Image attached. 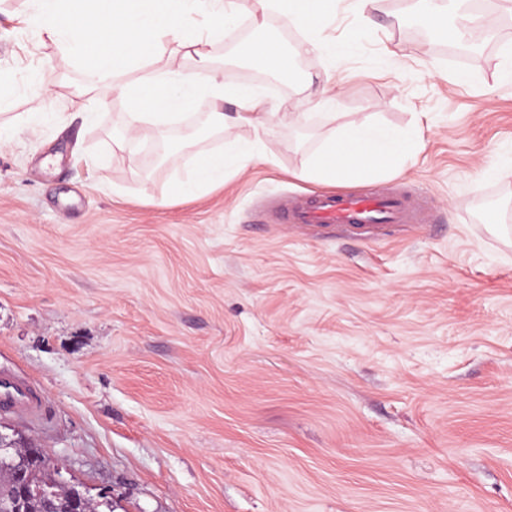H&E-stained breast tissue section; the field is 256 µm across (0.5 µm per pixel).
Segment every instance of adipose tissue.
Instances as JSON below:
<instances>
[{
    "label": "adipose tissue",
    "mask_w": 512,
    "mask_h": 512,
    "mask_svg": "<svg viewBox=\"0 0 512 512\" xmlns=\"http://www.w3.org/2000/svg\"><path fill=\"white\" fill-rule=\"evenodd\" d=\"M95 16V23L75 27L68 21L72 3ZM249 11L263 15L275 10L295 27L303 30L301 52L336 57L344 47L321 36L333 11L335 0H249ZM42 41L55 44L78 58H86L91 46L99 51L92 58L91 72L102 80V87H90L94 105L85 113L86 121H96L98 108L109 106L113 98L127 101L128 110L112 125L113 143L122 145L129 139L144 136L158 138L183 122L201 91L220 100H232L233 112H209L203 124L207 130L224 133L241 124L259 129L283 122L301 124L302 112H279L259 90L224 86V73L212 67L208 47L224 36L242 7L240 0H35ZM202 11L209 18L206 33L185 30L183 19ZM175 44L185 56L194 60L192 68H169L138 81L125 82V75L136 66L142 50ZM320 103L327 108V120L336 118V97L322 94ZM418 134L398 132L377 125H335L320 147L308 159L299 177L310 182H327L342 177H361L395 168L416 149ZM254 145L239 143L229 153H207L195 163L191 172L178 179V196L192 197L223 184L230 167L243 168L255 158Z\"/></svg>",
    "instance_id": "obj_1"
}]
</instances>
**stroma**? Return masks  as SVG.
<instances>
[{
  "instance_id": "35a3bbf8",
  "label": "stroma",
  "mask_w": 512,
  "mask_h": 512,
  "mask_svg": "<svg viewBox=\"0 0 512 512\" xmlns=\"http://www.w3.org/2000/svg\"><path fill=\"white\" fill-rule=\"evenodd\" d=\"M460 52L383 0L362 26L338 0L326 33L342 59L268 72L280 112L306 122L211 134L195 153L262 138L273 160L194 197L152 145H112L114 99L95 123L76 96L88 68L43 42L32 0H0V374L41 408L0 411V434L42 449L114 512H512V7ZM303 42L281 15L241 12L209 51L226 83L247 68L241 33ZM52 95L26 89L32 73ZM338 91L337 123L418 129L396 172L345 190L411 186L424 224L366 243L334 225L285 224L281 204L329 125L298 80Z\"/></svg>"
}]
</instances>
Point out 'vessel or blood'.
Returning <instances> with one entry per match:
<instances>
[{"instance_id":"b4317fda","label":"vessel or blood","mask_w":512,"mask_h":512,"mask_svg":"<svg viewBox=\"0 0 512 512\" xmlns=\"http://www.w3.org/2000/svg\"><path fill=\"white\" fill-rule=\"evenodd\" d=\"M286 220L291 224L345 225L374 239L386 225L416 223L417 213L407 197L399 193L321 192L287 209ZM0 409L32 417L38 414L39 403L28 387L8 383L0 385Z\"/></svg>"}]
</instances>
